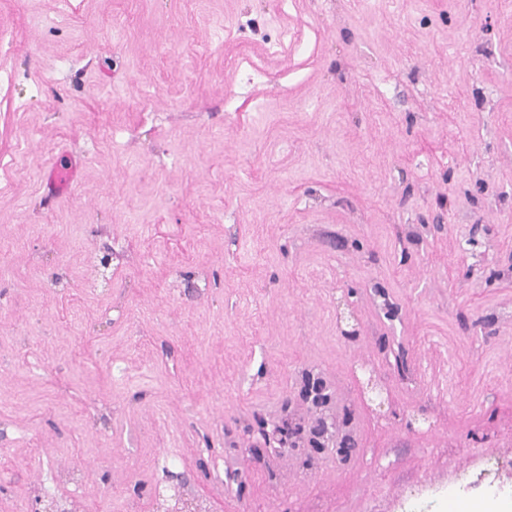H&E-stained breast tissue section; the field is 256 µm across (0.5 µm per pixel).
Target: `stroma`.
I'll return each instance as SVG.
<instances>
[{"mask_svg":"<svg viewBox=\"0 0 512 512\" xmlns=\"http://www.w3.org/2000/svg\"><path fill=\"white\" fill-rule=\"evenodd\" d=\"M0 69V512H153L204 447L214 512L512 463V0H0ZM308 374L352 442L226 483ZM73 177L72 167L57 166L49 172L46 185L55 198H63L68 194Z\"/></svg>","mask_w":512,"mask_h":512,"instance_id":"1","label":"stroma"}]
</instances>
